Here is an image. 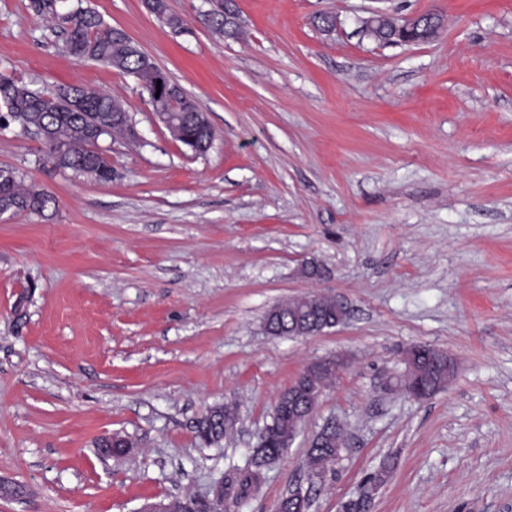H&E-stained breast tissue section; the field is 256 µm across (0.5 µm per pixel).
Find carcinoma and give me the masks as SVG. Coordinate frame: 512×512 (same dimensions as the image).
Returning a JSON list of instances; mask_svg holds the SVG:
<instances>
[{"instance_id": "obj_1", "label": "carcinoma", "mask_w": 512, "mask_h": 512, "mask_svg": "<svg viewBox=\"0 0 512 512\" xmlns=\"http://www.w3.org/2000/svg\"><path fill=\"white\" fill-rule=\"evenodd\" d=\"M29 8L39 17L59 19L64 23L61 32L66 35L68 54L78 62L94 61L129 74L137 79L142 88L152 86L154 70L143 56L130 49L124 40L114 36L112 27L105 24L89 7L76 6L68 13L58 12L57 0H30ZM55 94L47 97L49 90L34 87L15 78L5 70L0 71V128L16 122L19 112L27 116L33 127L48 129L51 140L62 152L58 167L87 175L99 182L112 180V168L91 150L88 134L90 126L101 122L109 128L112 140L131 138L128 122L123 115L124 101L108 92L81 85L54 87ZM158 107L170 113L171 122L183 133L179 142L191 149L199 141L214 140L210 122L201 121L198 104L185 101L182 95L164 97ZM54 203L49 195L33 187L26 188L16 170L0 167V209L13 215L23 212L43 216ZM335 306L323 303L310 308L304 300L285 301L278 305L276 314L265 316L272 329L288 336L301 334L303 321L317 318L327 322L335 319ZM413 371L402 384L412 390L436 395L447 389L456 376L448 370V353L436 352L427 346H417L406 360ZM288 397H283L274 408L271 427L268 428L269 443L260 452L275 460L283 454L280 439L288 434L294 423L293 411L286 409ZM237 418L235 410L228 405H218L209 410L197 423L196 433L204 443L218 445L224 439V424ZM344 444L340 431L332 430L327 437L318 432L309 444L307 458L310 466L336 461L333 448ZM236 498L243 499L251 487L258 483L255 471L244 468L236 480Z\"/></svg>"}]
</instances>
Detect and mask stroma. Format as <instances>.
I'll use <instances>...</instances> for the list:
<instances>
[{
  "label": "stroma",
  "instance_id": "obj_1",
  "mask_svg": "<svg viewBox=\"0 0 512 512\" xmlns=\"http://www.w3.org/2000/svg\"><path fill=\"white\" fill-rule=\"evenodd\" d=\"M83 3L197 100L215 139L193 154L133 76L75 61L29 0H0V69L118 95L141 135L113 145L100 183L0 129V166L55 201L0 222V482L27 489L0 491V512L211 495L279 394L337 356L259 488L225 495L231 512H276L298 488L309 512L358 498L366 512H512V0H384L397 19L444 15L436 41L411 45L364 36L369 0H236L230 35L207 0H169L179 35L142 0ZM312 292L344 300L346 322L265 334L270 307ZM412 345L458 364L428 400L385 387ZM225 403L235 433L201 445L197 420ZM333 420L347 445L310 479L308 444ZM112 434L128 455H100Z\"/></svg>",
  "mask_w": 512,
  "mask_h": 512
}]
</instances>
